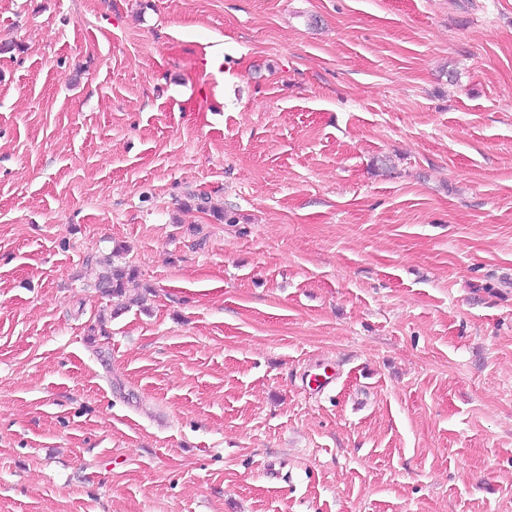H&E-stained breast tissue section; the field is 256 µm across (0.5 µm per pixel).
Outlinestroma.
Wrapping results in <instances>:
<instances>
[{
  "instance_id": "stroma-1",
  "label": "stroma",
  "mask_w": 512,
  "mask_h": 512,
  "mask_svg": "<svg viewBox=\"0 0 512 512\" xmlns=\"http://www.w3.org/2000/svg\"><path fill=\"white\" fill-rule=\"evenodd\" d=\"M0 512H512V0H0ZM94 262L101 268L97 277L98 288L112 297L126 296L128 284L135 278L134 269L112 265V255L96 257Z\"/></svg>"
}]
</instances>
